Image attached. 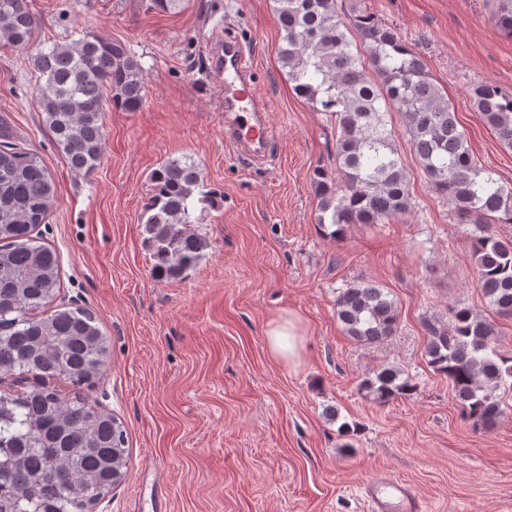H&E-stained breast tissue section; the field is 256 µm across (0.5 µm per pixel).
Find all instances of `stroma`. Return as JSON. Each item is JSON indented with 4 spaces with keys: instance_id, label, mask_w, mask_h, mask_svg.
Here are the masks:
<instances>
[{
    "instance_id": "35a3bbf8",
    "label": "stroma",
    "mask_w": 512,
    "mask_h": 512,
    "mask_svg": "<svg viewBox=\"0 0 512 512\" xmlns=\"http://www.w3.org/2000/svg\"><path fill=\"white\" fill-rule=\"evenodd\" d=\"M397 29L444 89L483 173L512 188V149L470 99L493 82L512 94V37L494 0H363ZM36 40L86 34L123 41L144 70L135 112L105 104L101 162L75 172L32 95L29 51L0 48V115L38 153L56 203L38 236L60 260L57 303L91 311L111 359L84 394L122 422L127 473L105 512H366L364 485L394 475L427 512H512V392L491 430L474 428L426 355L423 327L465 305L512 353V317L492 312L478 285L470 228L429 183L399 114L397 148L415 208L387 224H350L332 238L317 222L316 167L336 168V127L293 88L279 61L273 0H28ZM246 44L277 134L262 164L224 142V98L209 41ZM190 158L223 200L197 230L207 246L179 281L157 278L141 228L150 173ZM364 279L399 309L396 334L363 345L345 335L336 297ZM293 319L297 355L276 359L266 333ZM384 366L409 372L416 393L379 405L359 389ZM360 424L354 442L341 423Z\"/></svg>"
}]
</instances>
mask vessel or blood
I'll list each match as a JSON object with an SVG mask.
<instances>
[{
    "label": "vessel or blood",
    "instance_id": "obj_1",
    "mask_svg": "<svg viewBox=\"0 0 512 512\" xmlns=\"http://www.w3.org/2000/svg\"><path fill=\"white\" fill-rule=\"evenodd\" d=\"M218 85L224 92V140L238 153L262 161L275 141L264 101L255 81L253 63L234 38L224 40L215 61ZM364 499L369 512H423L411 487L393 477L367 484Z\"/></svg>",
    "mask_w": 512,
    "mask_h": 512
}]
</instances>
